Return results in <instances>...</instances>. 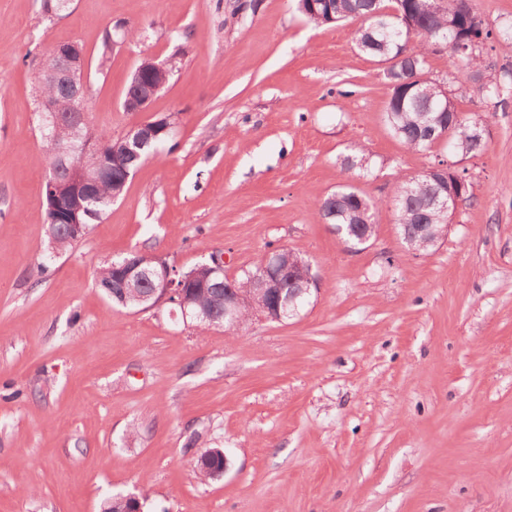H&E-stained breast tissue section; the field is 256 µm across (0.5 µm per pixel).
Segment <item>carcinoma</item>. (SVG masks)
<instances>
[{
    "mask_svg": "<svg viewBox=\"0 0 512 512\" xmlns=\"http://www.w3.org/2000/svg\"><path fill=\"white\" fill-rule=\"evenodd\" d=\"M453 15L446 11H432L428 0H296L297 10L317 25H328L347 20H360L356 30V44L360 51L384 61L397 60L385 75L391 94L384 112V120L395 138L407 149L425 152L433 144L425 139V131L445 121L458 118L449 94L445 89L448 79L429 76V58L444 48L454 55L456 45L469 34L466 18L472 11L469 0H448ZM480 71L479 54L472 49L461 57L460 65L453 74L457 82L474 81ZM36 94L48 98L57 107V128H43L47 138L43 139L44 154L48 164L55 160L56 143L48 138L51 131L64 138L74 123V114L69 106V97L62 87L49 80H39ZM485 124L480 115L463 118L459 129L450 142L454 152L461 156L475 154L468 144V132ZM82 134L90 141L111 148L112 135L90 123L82 125ZM142 159L126 162L122 159L113 167L112 179L103 181L96 189V211L104 214L112 205V195L122 194L126 187L122 170H135ZM443 191L442 184L433 180L429 173L404 178L398 181L394 195L396 223L403 243L412 250L426 252L433 244L416 234L418 224H439L441 218L434 216L432 202ZM384 204L373 200L351 185L338 189L319 200L316 204L320 218L331 224L376 225L375 215ZM45 230L51 248L63 251L77 238L70 236L61 224L54 223L52 212H46ZM97 287L112 297V264L100 267L96 273ZM222 288H197L193 293L192 309L208 315L195 321V326L204 331L212 327L210 318L221 320V326L228 332L237 326L222 321L224 308Z\"/></svg>",
    "mask_w": 512,
    "mask_h": 512,
    "instance_id": "obj_1",
    "label": "carcinoma"
}]
</instances>
